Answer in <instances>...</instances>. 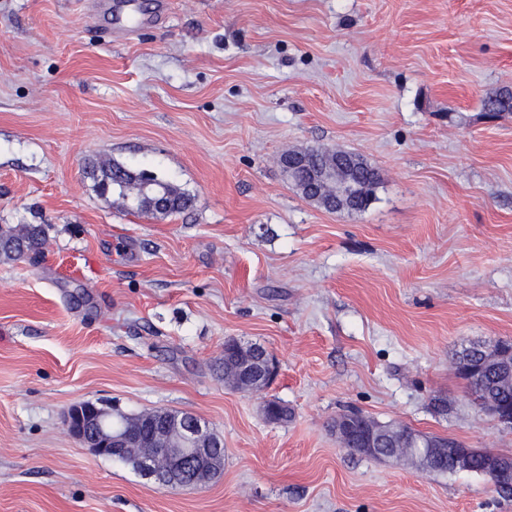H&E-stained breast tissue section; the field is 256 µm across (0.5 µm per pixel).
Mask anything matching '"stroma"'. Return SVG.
<instances>
[{
  "label": "stroma",
  "instance_id": "35a3bbf8",
  "mask_svg": "<svg viewBox=\"0 0 512 512\" xmlns=\"http://www.w3.org/2000/svg\"><path fill=\"white\" fill-rule=\"evenodd\" d=\"M90 3L0 0V224L47 227L0 262V512H512L334 430L355 407L512 457L455 366L512 342V115L484 109L512 89V0H134L146 25L112 36ZM307 148L374 167L369 206L305 199L280 160ZM93 159L194 204L130 211ZM230 338L276 358L265 391L225 384ZM82 401L196 415L222 475L173 490L95 455L64 421ZM155 180L156 184L150 188L153 189L154 192L167 194L171 201V206L166 211L159 212L164 214L162 216L181 213L192 206L193 198L189 194L182 192L179 188L169 182L159 181L156 178ZM368 420V417L363 414L360 410L351 408V411L340 414L336 417V436L342 443L343 447L352 453L366 455L374 452L375 448H358L354 443L350 442V423L364 425ZM345 423L343 426L342 424ZM340 425L342 427H340Z\"/></svg>",
  "mask_w": 512,
  "mask_h": 512
}]
</instances>
